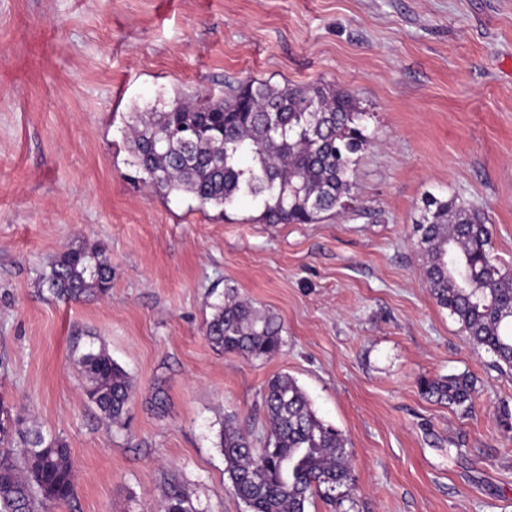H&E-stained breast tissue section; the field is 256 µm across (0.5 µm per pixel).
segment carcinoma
Instances as JSON below:
<instances>
[{
	"mask_svg": "<svg viewBox=\"0 0 512 512\" xmlns=\"http://www.w3.org/2000/svg\"><path fill=\"white\" fill-rule=\"evenodd\" d=\"M367 113L356 96L332 83L281 86L249 80L231 85L221 99L198 92L175 98L162 112H133L124 136L131 165L154 193L188 196L198 209L227 214L243 201L262 224H314L345 212L354 198L359 153L370 144ZM417 247L421 275L436 303L460 324L469 343L512 371V269L493 262L485 214L455 198L425 200ZM40 286L63 301L101 297L112 288L104 250L68 249L49 263ZM279 317L229 288L214 305L205 335L217 349L251 359L281 349ZM85 379L84 395L112 425L122 422L133 393L124 368L105 349L73 348ZM429 400L471 404L468 373L421 381ZM267 437L255 448L232 420L219 448L224 473L248 512H307L316 495L348 496L353 474L347 439L319 417L306 392L288 375L267 383L263 395ZM14 442L9 407L0 401V444ZM75 494L66 443L40 433L20 438L13 455H0V512H41ZM161 512H196L176 486Z\"/></svg>",
	"mask_w": 512,
	"mask_h": 512,
	"instance_id": "1",
	"label": "carcinoma"
}]
</instances>
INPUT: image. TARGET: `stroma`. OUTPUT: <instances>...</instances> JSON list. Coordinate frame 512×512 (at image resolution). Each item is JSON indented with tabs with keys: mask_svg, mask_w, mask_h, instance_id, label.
<instances>
[{
	"mask_svg": "<svg viewBox=\"0 0 512 512\" xmlns=\"http://www.w3.org/2000/svg\"><path fill=\"white\" fill-rule=\"evenodd\" d=\"M252 79L326 81L371 112L354 211L261 224L138 181L130 113ZM431 196L482 210L512 268V0H0V398L70 450L75 495L47 512H159L172 484L197 512H247L218 434L230 416L263 447V391L284 374L351 456L347 499L308 512H512V372L420 276ZM95 245L106 296L39 288L55 256ZM228 287L281 319L278 354L207 340ZM90 345L134 381L124 427L84 395L71 351ZM462 372L471 407L422 396Z\"/></svg>",
	"mask_w": 512,
	"mask_h": 512,
	"instance_id": "1",
	"label": "stroma"
}]
</instances>
